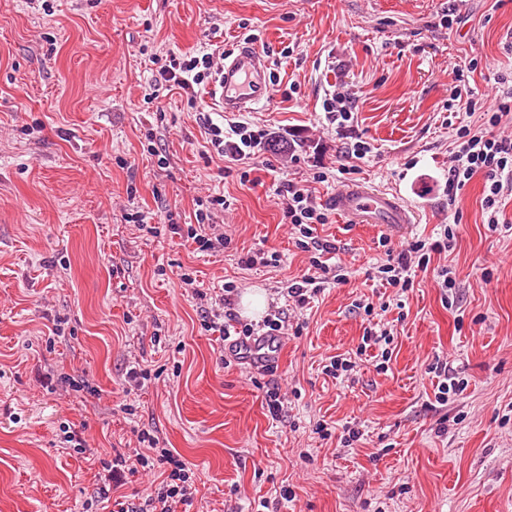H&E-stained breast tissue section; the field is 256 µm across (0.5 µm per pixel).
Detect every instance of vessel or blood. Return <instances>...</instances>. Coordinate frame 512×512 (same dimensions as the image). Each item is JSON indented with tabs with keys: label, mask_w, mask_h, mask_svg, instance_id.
Segmentation results:
<instances>
[{
	"label": "vessel or blood",
	"mask_w": 512,
	"mask_h": 512,
	"mask_svg": "<svg viewBox=\"0 0 512 512\" xmlns=\"http://www.w3.org/2000/svg\"><path fill=\"white\" fill-rule=\"evenodd\" d=\"M270 61L250 43L240 44L225 54L209 94V103L225 114L251 112L271 97ZM332 207L350 224H388L400 227L411 223L412 212L393 193L365 184L341 188L328 198ZM281 341L258 336L248 341L244 354L248 362L260 366L272 362Z\"/></svg>",
	"instance_id": "1"
}]
</instances>
